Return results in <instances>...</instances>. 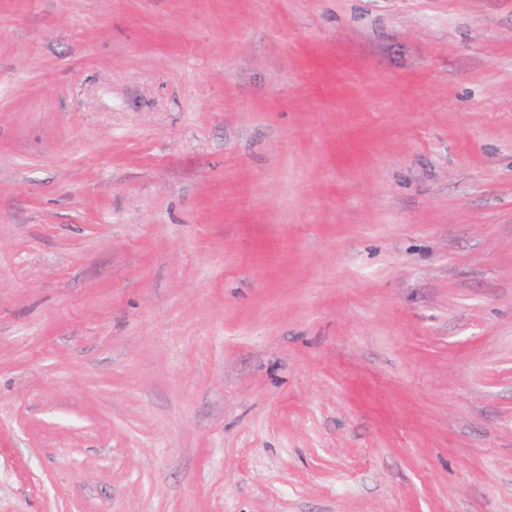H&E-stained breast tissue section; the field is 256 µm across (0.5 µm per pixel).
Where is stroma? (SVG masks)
Masks as SVG:
<instances>
[{"label": "stroma", "instance_id": "1", "mask_svg": "<svg viewBox=\"0 0 512 512\" xmlns=\"http://www.w3.org/2000/svg\"><path fill=\"white\" fill-rule=\"evenodd\" d=\"M0 512H512V0H0Z\"/></svg>", "mask_w": 512, "mask_h": 512}]
</instances>
